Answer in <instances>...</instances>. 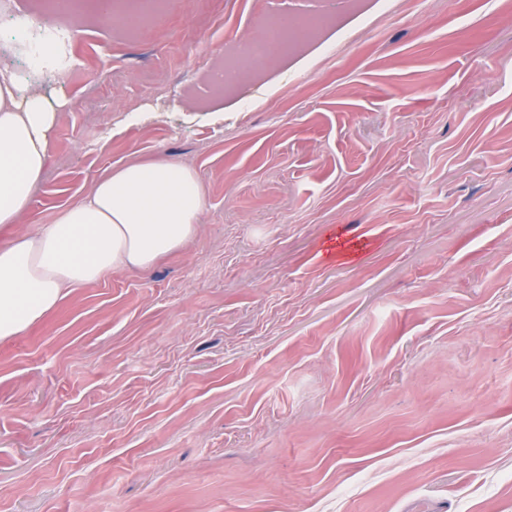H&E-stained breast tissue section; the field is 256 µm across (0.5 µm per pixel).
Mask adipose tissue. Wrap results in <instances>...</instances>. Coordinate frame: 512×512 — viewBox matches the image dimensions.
Returning <instances> with one entry per match:
<instances>
[{
    "label": "adipose tissue",
    "mask_w": 512,
    "mask_h": 512,
    "mask_svg": "<svg viewBox=\"0 0 512 512\" xmlns=\"http://www.w3.org/2000/svg\"><path fill=\"white\" fill-rule=\"evenodd\" d=\"M65 106L0 67V226L15 227L0 245V341L26 333L75 289L183 252L209 209L197 173L157 157L113 167L53 223L20 228Z\"/></svg>",
    "instance_id": "obj_1"
}]
</instances>
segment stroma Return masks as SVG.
I'll return each instance as SVG.
<instances>
[{
	"instance_id": "obj_1",
	"label": "stroma",
	"mask_w": 512,
	"mask_h": 512,
	"mask_svg": "<svg viewBox=\"0 0 512 512\" xmlns=\"http://www.w3.org/2000/svg\"><path fill=\"white\" fill-rule=\"evenodd\" d=\"M10 5L77 29L26 223L158 155L209 212L0 342V512H512V0ZM323 18L324 16L319 14L308 16L301 20L299 28L292 29L289 33L288 26L278 16H273L266 23L265 39L262 42L250 43L249 52L247 50L245 52L264 63H272L289 46V43L297 47L301 40L307 41L314 37Z\"/></svg>"
}]
</instances>
